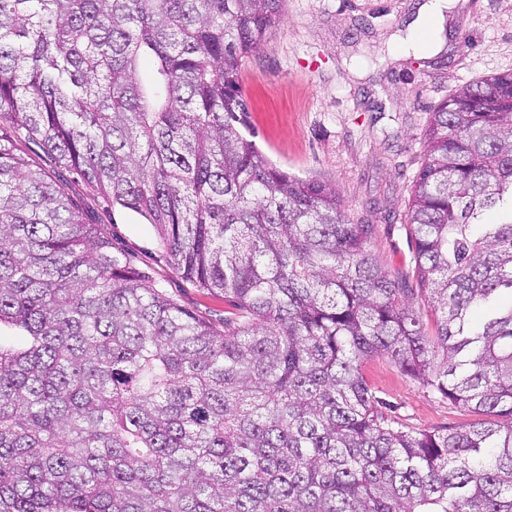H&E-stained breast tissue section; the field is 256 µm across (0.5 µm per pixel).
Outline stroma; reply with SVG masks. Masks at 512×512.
Segmentation results:
<instances>
[{
    "instance_id": "obj_1",
    "label": "stroma",
    "mask_w": 512,
    "mask_h": 512,
    "mask_svg": "<svg viewBox=\"0 0 512 512\" xmlns=\"http://www.w3.org/2000/svg\"><path fill=\"white\" fill-rule=\"evenodd\" d=\"M429 0H285L281 21L242 70L254 140L270 161L303 180L336 187L350 222L372 227L367 247L391 275L413 281L405 215L421 167L430 114L461 87L512 73V0H447L441 48L409 38ZM87 223L183 309L223 327L235 309L187 282L144 218L109 205L84 182L71 191ZM361 373L391 419L412 430L477 422L405 376L386 356Z\"/></svg>"
}]
</instances>
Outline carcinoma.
Instances as JSON below:
<instances>
[{"label": "carcinoma", "mask_w": 512, "mask_h": 512, "mask_svg": "<svg viewBox=\"0 0 512 512\" xmlns=\"http://www.w3.org/2000/svg\"><path fill=\"white\" fill-rule=\"evenodd\" d=\"M280 3L0 0V512H512V305L491 307L512 293V74L431 113L414 290L335 187L243 133L242 68ZM19 141L152 224L232 302L224 329L131 269ZM376 354L487 419L402 427L361 375Z\"/></svg>", "instance_id": "carcinoma-1"}]
</instances>
